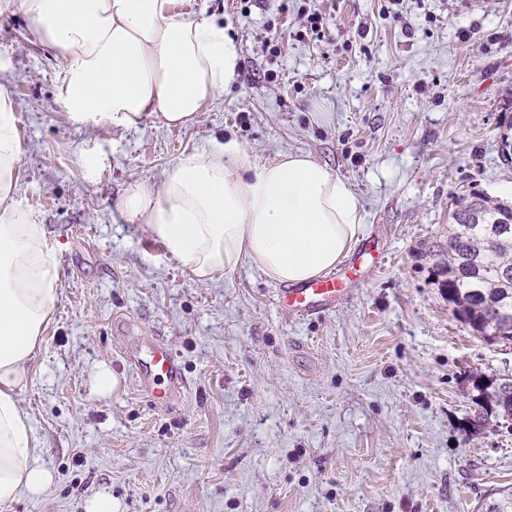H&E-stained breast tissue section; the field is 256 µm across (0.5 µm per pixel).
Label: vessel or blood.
Masks as SVG:
<instances>
[{
	"mask_svg": "<svg viewBox=\"0 0 512 512\" xmlns=\"http://www.w3.org/2000/svg\"><path fill=\"white\" fill-rule=\"evenodd\" d=\"M343 280L336 275L317 278L295 287H280L276 301L297 319L323 315L336 307L344 293ZM121 357L137 378L142 393L160 410H171L181 399L187 378L181 362L164 337L156 335L125 344Z\"/></svg>",
	"mask_w": 512,
	"mask_h": 512,
	"instance_id": "1",
	"label": "vessel or blood"
}]
</instances>
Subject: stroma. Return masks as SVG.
I'll use <instances>...</instances> for the list:
<instances>
[{"label": "stroma", "instance_id": "stroma-1", "mask_svg": "<svg viewBox=\"0 0 512 512\" xmlns=\"http://www.w3.org/2000/svg\"><path fill=\"white\" fill-rule=\"evenodd\" d=\"M191 0L241 48L228 90L194 120L123 130L70 121L56 55L21 12L0 18V83L25 157L16 201L59 264L55 315L19 394L54 480L0 512H477L512 489V423L472 431L470 374L512 372V350L454 317L425 246L448 244L451 194L512 205V0ZM282 43L271 57L263 43ZM276 71L277 82L266 79ZM236 138L256 164L301 152L347 179L381 273L320 317L279 308L249 263L207 283L118 210L183 152ZM102 162L85 172V151ZM164 336L188 378L171 411L120 368L115 318ZM111 369L116 385L96 393Z\"/></svg>", "mask_w": 512, "mask_h": 512}]
</instances>
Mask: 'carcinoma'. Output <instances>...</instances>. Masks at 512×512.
I'll list each match as a JSON object with an SVG mask.
<instances>
[{"label": "carcinoma", "mask_w": 512, "mask_h": 512, "mask_svg": "<svg viewBox=\"0 0 512 512\" xmlns=\"http://www.w3.org/2000/svg\"><path fill=\"white\" fill-rule=\"evenodd\" d=\"M476 197L473 190L451 197L453 224L448 250L441 253L440 287L461 323L490 345L512 348V206L487 199L474 219L469 201ZM473 403L475 432L492 416L511 421L512 374L488 378L485 388L475 389ZM479 512H512V491L485 497Z\"/></svg>", "instance_id": "carcinoma-1"}]
</instances>
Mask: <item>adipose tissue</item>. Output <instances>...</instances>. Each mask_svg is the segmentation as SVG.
I'll use <instances>...</instances> for the list:
<instances>
[{
	"label": "adipose tissue",
	"mask_w": 512,
	"mask_h": 512,
	"mask_svg": "<svg viewBox=\"0 0 512 512\" xmlns=\"http://www.w3.org/2000/svg\"><path fill=\"white\" fill-rule=\"evenodd\" d=\"M175 0H0L20 8L33 40L51 47L70 120L131 129L146 120L191 123L240 64L222 18L181 14ZM24 144L0 84V505L37 496L53 475L18 393L56 307L58 261L44 225L15 202ZM201 283L256 267L270 281L303 283L353 248L364 221L348 180L302 153L254 166L233 138L182 153L157 185L118 201Z\"/></svg>",
	"instance_id": "ef3b65f1"
}]
</instances>
